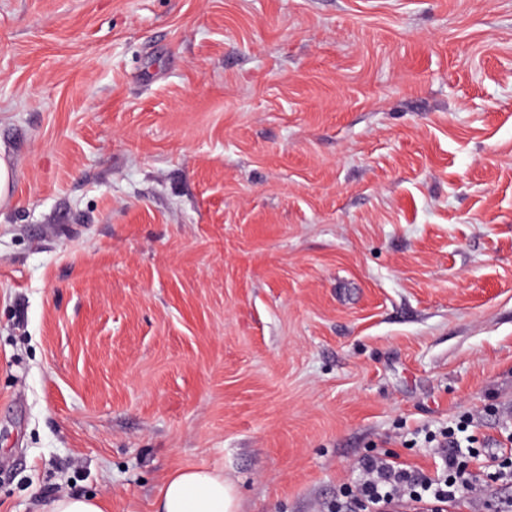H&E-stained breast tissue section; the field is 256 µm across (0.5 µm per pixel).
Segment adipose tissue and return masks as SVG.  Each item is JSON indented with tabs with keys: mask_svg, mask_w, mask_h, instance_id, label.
I'll return each instance as SVG.
<instances>
[{
	"mask_svg": "<svg viewBox=\"0 0 512 512\" xmlns=\"http://www.w3.org/2000/svg\"><path fill=\"white\" fill-rule=\"evenodd\" d=\"M236 507L235 486L207 467L173 470L155 501V512H236Z\"/></svg>",
	"mask_w": 512,
	"mask_h": 512,
	"instance_id": "obj_1",
	"label": "adipose tissue"
}]
</instances>
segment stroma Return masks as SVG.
Returning a JSON list of instances; mask_svg holds the SVG:
<instances>
[{
	"label": "stroma",
	"instance_id": "35a3bbf8",
	"mask_svg": "<svg viewBox=\"0 0 512 512\" xmlns=\"http://www.w3.org/2000/svg\"><path fill=\"white\" fill-rule=\"evenodd\" d=\"M0 155V512L512 498V0H0ZM433 441L442 460L440 475L430 477L386 458H363V480L355 494L339 500L336 512H398L405 504L422 508L413 512H447L448 504L472 491V483L458 441H448V432ZM237 490L223 471L207 467L173 470L162 484L154 512H237ZM48 512H109L107 504L91 496L61 495L51 502Z\"/></svg>",
	"mask_w": 512,
	"mask_h": 512
}]
</instances>
